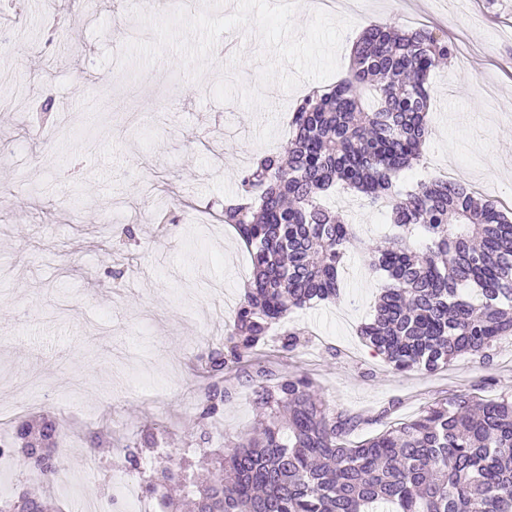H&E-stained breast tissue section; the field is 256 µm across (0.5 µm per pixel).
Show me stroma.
I'll return each instance as SVG.
<instances>
[{
	"label": "stroma",
	"instance_id": "obj_1",
	"mask_svg": "<svg viewBox=\"0 0 512 512\" xmlns=\"http://www.w3.org/2000/svg\"><path fill=\"white\" fill-rule=\"evenodd\" d=\"M344 3L354 25L338 77L373 24L425 28L466 55L431 76L432 133L422 165L400 181L445 177L512 206V0ZM0 30L14 41L0 50V404L36 394L11 422L48 413L66 424L71 447L55 464L69 482L51 493L64 512L89 492L113 512L117 440L154 433L158 461L200 477V431L217 451L258 420L260 367L310 377L337 413L354 418L350 443L456 393L512 397V336L484 360L463 355L434 374L394 372L360 335L385 278L355 249L336 300L288 315L286 326L304 333L301 346L288 352L270 337L233 373L219 420L199 427V358L224 343L252 273L218 214L256 155L287 146L290 113L311 82L291 93L270 85L260 109L217 101L220 79L258 81L261 45L240 31L222 35L196 79L170 48L146 67L121 64L127 42L152 36L129 0H0ZM328 203L363 241L393 232L357 193L333 192ZM126 227L136 243L123 256L116 244ZM95 433L107 444L90 447ZM89 455L99 473L88 471Z\"/></svg>",
	"mask_w": 512,
	"mask_h": 512
}]
</instances>
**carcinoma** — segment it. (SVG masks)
<instances>
[{
	"mask_svg": "<svg viewBox=\"0 0 512 512\" xmlns=\"http://www.w3.org/2000/svg\"><path fill=\"white\" fill-rule=\"evenodd\" d=\"M455 46L426 29H367L349 75L318 86L290 118L288 151L265 152L239 175L219 220L249 251L252 276L227 328V343L201 356L213 379L199 418L221 412L224 371L254 355L293 309L336 298L339 271L357 247L346 217L322 198L342 188L385 203L399 233L367 244L370 267L387 282L360 335L401 374L436 372L468 354L486 359L512 335V217L497 199L460 182L396 185L420 161L428 134L431 72ZM424 236V249L408 242ZM272 420L214 453L224 479L188 491L194 512H512V398L456 394L419 417L356 444L352 420L331 411L314 382L283 373L261 386ZM61 423L27 419L0 441L11 456L32 444L44 460H22L44 476ZM181 482L163 467L145 491ZM33 488L0 502V512H53Z\"/></svg>",
	"mask_w": 512,
	"mask_h": 512,
	"instance_id": "1",
	"label": "carcinoma"
}]
</instances>
